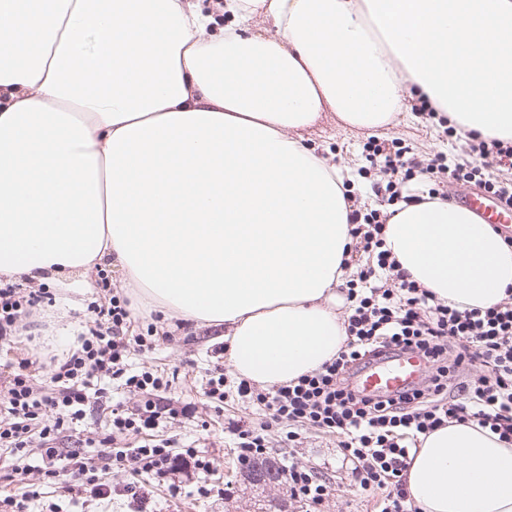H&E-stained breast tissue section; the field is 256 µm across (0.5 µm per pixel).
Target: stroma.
<instances>
[{
  "label": "stroma",
  "mask_w": 512,
  "mask_h": 512,
  "mask_svg": "<svg viewBox=\"0 0 512 512\" xmlns=\"http://www.w3.org/2000/svg\"><path fill=\"white\" fill-rule=\"evenodd\" d=\"M299 135L323 156L348 168L354 178L352 192L365 204L370 201L366 192L368 181L359 177L358 172L365 164L362 146L368 140L400 137L420 156L449 147L442 127L425 126L421 119L408 113L383 127L362 129L346 126L335 113L325 112L313 125L301 129ZM95 294L92 287L79 295L58 291L56 327L52 335L34 337L33 346L42 352L59 353L68 349ZM219 347L214 331L189 326L171 339L154 337L151 351L134 352L128 357L134 369H157L171 375L165 396L173 406L195 405L194 416L176 417L167 422L162 433L205 451L214 461L211 471L181 479L178 490L174 491L168 482L146 475L136 478L128 467L116 465L108 476L112 493L104 500L79 491L71 475L63 473L46 497L32 504V512H48L53 504L59 505L63 512H132L130 498L124 492L125 485L132 481L138 482L146 494L144 512H259L272 498L281 501L287 512H307L303 501L290 497L287 486H255L245 480L233 452V438L226 427L236 421L252 426L263 421L264 416L256 404L238 396V379L232 371L224 373L226 394L221 406H214L205 396L207 375L219 361ZM287 432L283 425L270 430L267 455L279 464L291 461L328 478L331 493L323 502L321 512H375V497L353 485L350 465L344 462L334 436L306 427L291 442L286 438Z\"/></svg>",
  "instance_id": "obj_1"
}]
</instances>
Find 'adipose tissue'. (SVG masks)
Listing matches in <instances>:
<instances>
[{
	"mask_svg": "<svg viewBox=\"0 0 512 512\" xmlns=\"http://www.w3.org/2000/svg\"><path fill=\"white\" fill-rule=\"evenodd\" d=\"M409 91L512 137V0H0V275L79 291L118 266L223 329L237 376L288 384L344 342L354 272L344 170L295 132L381 127ZM412 193L385 228L401 268L502 301L512 247ZM405 478L419 512H512V446L475 424L427 435Z\"/></svg>",
	"mask_w": 512,
	"mask_h": 512,
	"instance_id": "obj_1",
	"label": "adipose tissue"
}]
</instances>
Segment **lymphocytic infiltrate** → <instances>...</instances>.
<instances>
[{
    "label": "lymphocytic infiltrate",
    "instance_id": "obj_1",
    "mask_svg": "<svg viewBox=\"0 0 512 512\" xmlns=\"http://www.w3.org/2000/svg\"><path fill=\"white\" fill-rule=\"evenodd\" d=\"M412 112L426 122H438L449 137H465L461 151L436 152L428 163L409 154L399 139L368 142L365 159L379 166L384 184H371L373 195L401 201V187L412 173L427 175L434 186L430 199L447 200L444 179L483 186L501 202L512 206V178L495 177L494 167L512 169V138L487 140L463 135L447 116L424 98L414 99ZM392 213L386 209L362 210L350 205L349 233L352 254H369L373 263L361 267L346 297V339L336 355L295 382L255 391L248 380H239L237 393L251 398L265 413L256 426L233 424L241 465L267 448V431L275 424H288L289 438L299 427L310 425L335 436L353 468L351 480L364 492L377 496L378 512H418L406 487L404 472L412 448L421 437L453 422L472 423L498 434L512 445V302L486 308L458 309L436 300L428 289L409 279L385 247V227ZM101 295L87 306L84 331L62 356H50L47 392L34 386L32 358L19 359L0 384V451L12 459V473L36 470L39 482L21 487L13 495L0 497V512H26L28 502L38 499L42 487L53 484L60 472L72 474L81 487L96 497L110 493L104 475L112 463H129L134 474L158 479L194 469L206 470L210 462L196 448L179 446L174 438L152 437L164 420L175 414L193 415L194 407H172L164 401V374L132 371L126 366L131 349L150 350L148 334L157 330L162 316L150 312L145 333H134L136 319L130 302L114 293L106 271H99ZM55 301L47 288L21 289L0 280V342L6 343L21 326L42 329V316ZM387 351H411L427 362L424 383L395 395L369 398L350 383L355 368ZM485 367V375L473 378L474 364ZM119 381L136 399L134 409L115 406L107 432L99 440L97 459H90L77 428L92 408L103 406L108 396L100 380ZM147 434L138 448L113 449L117 436ZM291 497L308 506L321 505L329 494L327 482L312 470L289 464Z\"/></svg>",
    "mask_w": 512,
    "mask_h": 512
}]
</instances>
